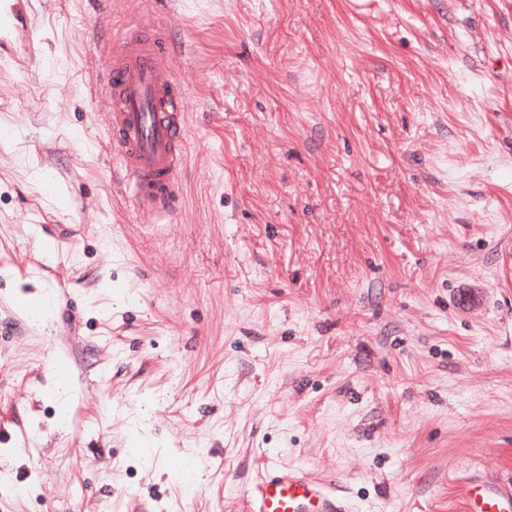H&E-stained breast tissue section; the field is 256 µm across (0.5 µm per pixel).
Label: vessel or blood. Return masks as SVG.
<instances>
[{
	"label": "vessel or blood",
	"instance_id": "obj_1",
	"mask_svg": "<svg viewBox=\"0 0 512 512\" xmlns=\"http://www.w3.org/2000/svg\"><path fill=\"white\" fill-rule=\"evenodd\" d=\"M165 22L145 16L112 50L100 78L110 103L112 154L147 223L172 215L186 150L184 90L167 62ZM464 512H512V479L468 478ZM246 512H351L348 496L305 470L268 462L245 497Z\"/></svg>",
	"mask_w": 512,
	"mask_h": 512
}]
</instances>
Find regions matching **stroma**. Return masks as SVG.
<instances>
[{
    "mask_svg": "<svg viewBox=\"0 0 512 512\" xmlns=\"http://www.w3.org/2000/svg\"><path fill=\"white\" fill-rule=\"evenodd\" d=\"M149 5L155 227L95 93ZM270 459L355 512L512 476V0H0V512H239Z\"/></svg>",
    "mask_w": 512,
    "mask_h": 512,
    "instance_id": "stroma-1",
    "label": "stroma"
}]
</instances>
